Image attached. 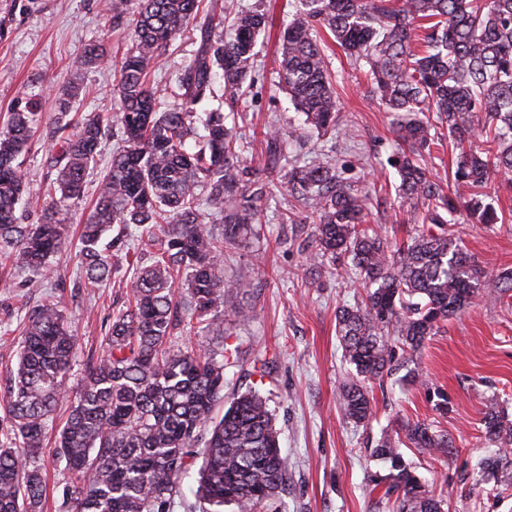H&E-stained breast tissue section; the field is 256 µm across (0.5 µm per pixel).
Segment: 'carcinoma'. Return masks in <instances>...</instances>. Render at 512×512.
<instances>
[{
    "label": "carcinoma",
    "mask_w": 512,
    "mask_h": 512,
    "mask_svg": "<svg viewBox=\"0 0 512 512\" xmlns=\"http://www.w3.org/2000/svg\"><path fill=\"white\" fill-rule=\"evenodd\" d=\"M131 0H103L119 20ZM301 8L280 31L282 90L303 116V129L320 139L340 135V104L326 33L371 75L373 97L398 114L399 152L393 160L405 198L421 204L428 230L400 245L364 228L369 198L315 149L284 170L277 159L290 139L267 134L271 162L256 173L243 137L220 108L205 113L197 140V107L216 79L234 105L253 71L258 37L268 25L260 11H239L203 0H138L130 45L115 63L112 107L72 126L75 86L60 101L54 151L46 165L53 188L32 197L22 174L39 121L37 105L14 108L0 133V258L39 280L52 279L60 250L84 196L86 177L101 145L116 128L120 145L103 171L95 206L81 225L80 279L96 288L111 263L100 247L112 225H133L156 248L140 268L133 301L104 325L105 349L91 353L68 416L59 430L57 457L69 477L60 512H173L182 478L197 468L194 495L223 512L236 504L253 512L288 477L273 414L257 391L237 393L221 417L224 369L238 350L224 347V246L259 238L258 204L290 194L314 218L311 258L349 257L362 276V301L336 314L343 354L355 368L344 385L341 410L355 423L374 411L369 388L401 369L423 378L414 354L441 324L462 312L480 291L512 292V270L496 273L464 249L447 224L501 221L486 188L512 173V0H299ZM199 24L197 55L176 75L180 98L158 110L148 69L189 21ZM103 45L91 43L73 61L79 71L99 67ZM480 128L482 145H475ZM449 136L458 149L448 190L431 180L424 155ZM208 190L200 203L199 190ZM40 214L21 224L18 206ZM187 301L175 297L180 273ZM193 336L196 344L177 339ZM78 357L68 318L53 296L31 307L23 322L18 361L0 397V512H37L44 492L42 445L46 427ZM485 435L497 451L477 461L483 483L512 470V420L489 405ZM405 441L428 456L452 453L448 435L407 422ZM402 440L380 435L373 458L388 465L384 495L396 512H443L400 450Z\"/></svg>",
    "instance_id": "obj_1"
}]
</instances>
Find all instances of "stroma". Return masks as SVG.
I'll return each mask as SVG.
<instances>
[{
  "mask_svg": "<svg viewBox=\"0 0 512 512\" xmlns=\"http://www.w3.org/2000/svg\"><path fill=\"white\" fill-rule=\"evenodd\" d=\"M102 0H0V129L17 105L34 100L40 122L26 155L23 172L31 195H41L52 179L44 159L54 144L58 115L56 89L77 84L71 118L110 105L116 79L111 62L77 72L71 62L85 46L100 43L119 56L130 38L128 19L112 20ZM238 9L270 11L274 29L260 35L252 85L233 116L247 142L246 156L255 168L269 161L264 132L270 126L291 131L298 115L277 86V34L295 13L297 0H235ZM199 33L188 28L153 68L150 82L162 103L173 102L179 88L176 72L195 56ZM336 91L345 133L324 143L331 162L357 180L372 202L371 227L397 241L419 232L408 200L397 190L399 178L390 161L398 150L392 117L370 93L364 64L350 61L343 50L333 58ZM492 188L501 223L488 227L464 221L450 225L469 252L490 270L512 269V185L497 178ZM292 197L269 199L258 226L265 248L255 260L251 248L224 251V277L236 289L226 308H249L246 319L228 320L224 335L239 349V360L226 368L225 394L259 391L270 400L280 447L288 458V479L265 512H395L393 500L371 479L385 473L370 456L381 432L396 433L409 421L430 424L447 433L452 454L421 456L404 448L406 462L427 489L444 501L445 512H512V484H482L477 459L493 451L482 418L489 403L512 416V297L479 293L459 315L431 337L416 358L425 385H403L388 379L374 388L376 413L371 422L345 421L339 410L340 390L353 376L336 336V310L360 302L363 292L351 259L313 264L311 220L283 222L294 208ZM77 230L69 228L53 259L64 285L31 281L29 275L0 267V392L16 362L20 327L27 310L48 295L60 298L71 319L81 354L100 353L101 327L113 310L132 298L137 267L148 263L137 230L110 248V278L97 288L78 284ZM439 388L448 395V410L439 413L427 395ZM68 413L60 402L43 447L46 500L42 512H59L65 483L64 465L55 456V436Z\"/></svg>",
  "mask_w": 512,
  "mask_h": 512,
  "instance_id": "obj_1",
  "label": "stroma"
}]
</instances>
